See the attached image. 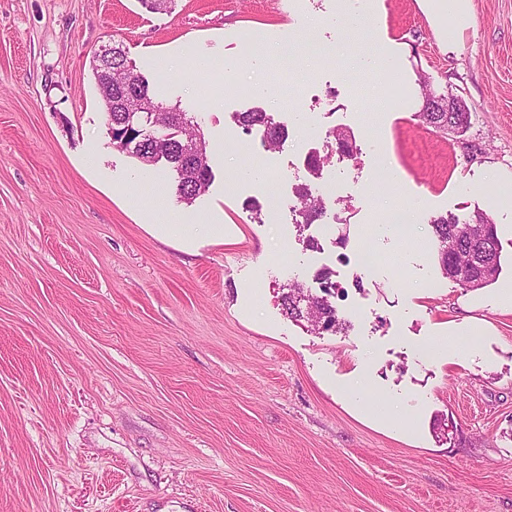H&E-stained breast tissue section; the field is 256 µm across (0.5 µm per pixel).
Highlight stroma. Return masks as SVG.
<instances>
[{
  "label": "stroma",
  "mask_w": 512,
  "mask_h": 512,
  "mask_svg": "<svg viewBox=\"0 0 512 512\" xmlns=\"http://www.w3.org/2000/svg\"><path fill=\"white\" fill-rule=\"evenodd\" d=\"M467 3L452 23L441 0H0V512H512V0ZM105 45L197 118L213 178L192 204L114 144ZM427 86L467 101L464 134L420 123ZM257 107L306 119L272 150L235 119ZM312 127L351 134L352 160L313 175ZM329 176L331 220L267 223ZM477 210L501 269L469 290L431 222ZM323 273L335 332L284 305ZM452 328L454 359L422 357Z\"/></svg>",
  "instance_id": "1"
}]
</instances>
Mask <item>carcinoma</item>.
Listing matches in <instances>:
<instances>
[{
  "label": "carcinoma",
  "instance_id": "carcinoma-1",
  "mask_svg": "<svg viewBox=\"0 0 512 512\" xmlns=\"http://www.w3.org/2000/svg\"><path fill=\"white\" fill-rule=\"evenodd\" d=\"M125 94L138 101L141 108V125L125 123L118 96ZM108 117L112 118V140L117 147L130 153L140 162H147L151 141H160L169 148L163 159L177 173L175 193L177 198L191 204L206 191L212 180L209 165L208 143L194 116L180 110L177 105H165L156 100L150 83L128 58L120 46L112 47V98L101 96ZM422 122L439 130L466 131L471 122L469 112H421ZM237 121L246 131L256 128L262 139L271 146L279 145L285 137L284 124L275 122L267 113L254 109L238 114ZM303 223L312 224L321 219V200L308 187L298 191ZM433 233L439 242V263L444 275L457 278L458 268L471 255L475 260L477 279L460 280L464 288H483L491 284L499 273L500 242L496 225L483 212L460 220L454 215L432 221ZM306 307H301V302ZM288 316L306 319L314 324L326 322L325 328L340 325L336 309L324 297L306 296L295 287L284 299Z\"/></svg>",
  "mask_w": 512,
  "mask_h": 512
}]
</instances>
